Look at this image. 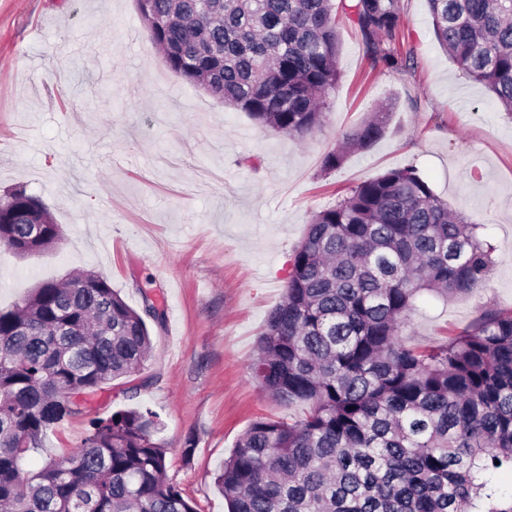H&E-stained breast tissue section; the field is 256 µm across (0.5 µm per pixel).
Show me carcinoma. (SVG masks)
I'll use <instances>...</instances> for the list:
<instances>
[{
  "label": "carcinoma",
  "instance_id": "carcinoma-1",
  "mask_svg": "<svg viewBox=\"0 0 512 512\" xmlns=\"http://www.w3.org/2000/svg\"><path fill=\"white\" fill-rule=\"evenodd\" d=\"M438 42L512 116V0H428ZM166 66L262 127L302 142L324 125L340 74L338 14L371 66L414 68L398 0H136ZM388 131L376 111L324 154L339 167ZM40 226L32 238L27 225ZM481 225L415 170L392 169L315 212L251 372L293 421L250 422L215 476L229 512H512L491 477L512 474V308L424 348L402 336L420 294L485 286ZM61 229L25 187L0 199V245L20 256ZM95 272L49 280L0 309V512H197L167 477L163 422L148 407L108 416L92 400L140 373L147 320ZM83 418L75 450L37 472L43 436Z\"/></svg>",
  "mask_w": 512,
  "mask_h": 512
}]
</instances>
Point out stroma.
Segmentation results:
<instances>
[{"instance_id": "35a3bbf8", "label": "stroma", "mask_w": 512, "mask_h": 512, "mask_svg": "<svg viewBox=\"0 0 512 512\" xmlns=\"http://www.w3.org/2000/svg\"><path fill=\"white\" fill-rule=\"evenodd\" d=\"M399 7L415 69H371L341 23L325 125L300 143L169 70L135 0H0V198L26 186L62 232L31 257L0 245V308L43 281L93 271L132 308L150 301L163 310L162 322L148 324L140 391L114 383L94 406L160 414L167 475L199 512H227L214 474L253 419L307 410L271 399L249 366L311 216L344 191L414 168L494 248L484 288L418 297L407 345L434 344L512 307V119L439 45L427 0ZM387 104L386 136L323 170L340 133ZM86 428L78 419L47 432L25 470L76 448Z\"/></svg>"}]
</instances>
